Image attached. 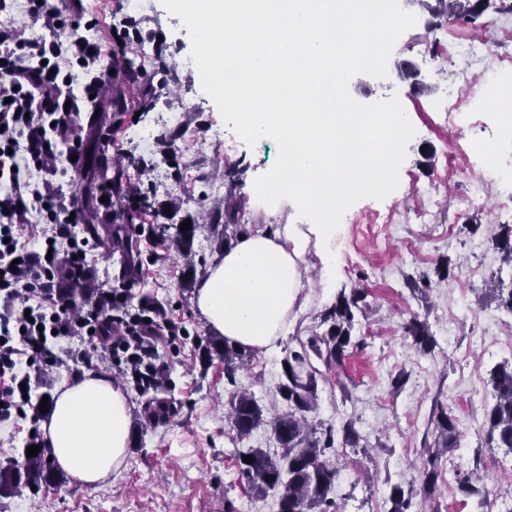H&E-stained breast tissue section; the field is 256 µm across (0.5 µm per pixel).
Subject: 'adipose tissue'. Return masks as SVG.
<instances>
[{"instance_id": "obj_1", "label": "adipose tissue", "mask_w": 512, "mask_h": 512, "mask_svg": "<svg viewBox=\"0 0 512 512\" xmlns=\"http://www.w3.org/2000/svg\"><path fill=\"white\" fill-rule=\"evenodd\" d=\"M173 8L199 39V56L221 68L225 52L247 50L257 66L248 85L217 97L238 105L245 132L289 135L297 143L287 168H274L249 192L257 200L294 198L312 213L308 230L287 224L276 232L259 229L241 236L206 270L194 305L207 324L238 346L261 350L284 333L295 307L309 235L333 232L328 216L337 190L354 195L369 190L362 177L395 157L401 128L387 115L359 113L345 94L343 77L330 62L332 38L324 21L338 0H171ZM251 14L264 25L251 40L241 37V19ZM289 78L296 96L281 111L263 112L259 102L269 84ZM376 123L377 141L357 138L359 123ZM130 409L111 380L86 374L63 385L53 397L42 429L57 465L75 481L92 487L117 470L126 455Z\"/></svg>"}]
</instances>
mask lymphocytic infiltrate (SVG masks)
<instances>
[{"instance_id": "lymphocytic-infiltrate-1", "label": "lymphocytic infiltrate", "mask_w": 512, "mask_h": 512, "mask_svg": "<svg viewBox=\"0 0 512 512\" xmlns=\"http://www.w3.org/2000/svg\"><path fill=\"white\" fill-rule=\"evenodd\" d=\"M80 0H26V13L46 32L25 36L13 18L14 0H0V422L28 417V445H45L42 413L33 411L35 370L72 362L73 376L105 364L144 395L168 373L158 344L186 337L154 301H133L129 289L96 284V247L84 231L85 214L56 177L83 170L88 157L75 117L102 94L106 69L88 20L84 34L62 41L63 12ZM85 77L83 96L68 80ZM67 143L58 151V143ZM41 172L23 181L18 169ZM37 215L39 225L30 224ZM91 289L75 305L67 290Z\"/></svg>"}]
</instances>
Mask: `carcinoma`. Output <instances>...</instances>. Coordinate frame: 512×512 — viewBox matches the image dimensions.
Masks as SVG:
<instances>
[{"label":"carcinoma","mask_w":512,"mask_h":512,"mask_svg":"<svg viewBox=\"0 0 512 512\" xmlns=\"http://www.w3.org/2000/svg\"><path fill=\"white\" fill-rule=\"evenodd\" d=\"M421 5L435 19L451 17L456 21L479 27L484 13L494 8L499 12L512 13V0H420ZM114 76L120 79L127 92L121 91L112 97V111L137 112L149 106L156 97L153 78L126 56L124 52L112 53ZM244 200L224 210V245L246 233L240 223ZM89 223L87 232L99 240L109 251L123 246L120 229L112 224L95 223V206L86 200ZM492 244L503 256V263L512 268V225H499L492 238ZM491 293L497 306L512 313V287L506 288L501 273L491 275ZM366 295L360 288L351 290L350 295H341L329 310L322 314L321 321L328 329L321 335L308 339V349L291 351L284 363L289 372L277 393L285 402L286 409L271 418L265 415V407L252 396L234 392L228 399V418L238 437L250 435L262 425L271 424L272 432L280 445L281 452L272 456L261 448H248L236 454L238 474L248 492L259 500L274 497L275 512H340L332 497L338 470L330 465L329 455L339 454V449L350 448L362 452L367 440L355 428L353 422H346L339 430L331 426H316L307 419V413L316 409L318 376L320 371L310 365L309 353L325 360L326 364L339 365L351 345V330L355 312H365L368 305ZM406 335L413 338L418 353L426 355L433 351L435 341L426 323L412 317L404 326ZM206 352L212 351L224 357V374L229 382H235V372L246 358V349L227 341L207 339ZM493 403L486 412V446L507 448L512 451V366H500L491 371ZM432 423L437 432L434 444L426 448L427 457L421 467V486L415 489L394 485L390 489L385 512H414L412 500L418 493L430 496L441 478L443 457L459 447L460 432L456 419L442 407H436ZM250 456L248 463L243 457ZM64 475L46 458L44 449L35 456L27 457L21 465L0 466V495L28 487L38 491L43 486L54 485ZM457 489L465 496L477 499L484 506L489 496L483 479L470 474L457 477Z\"/></svg>","instance_id":"1"}]
</instances>
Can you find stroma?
I'll list each match as a JSON object with an SVG mask.
<instances>
[{
  "label": "stroma",
  "instance_id": "stroma-1",
  "mask_svg": "<svg viewBox=\"0 0 512 512\" xmlns=\"http://www.w3.org/2000/svg\"><path fill=\"white\" fill-rule=\"evenodd\" d=\"M82 13H70L63 36L76 34L86 16L99 22L103 58L115 44L113 26L131 31L129 58L149 46L142 67L159 83L155 103L140 115L126 113L115 140L125 150L117 166L132 183L150 191L163 208L164 240L139 247L142 273L133 286L135 297L161 305L169 318L190 333L187 340L159 343L169 364L165 386L156 399L168 412L157 419L152 399L140 396L131 384L122 389L130 407L126 457L119 470L94 487L72 479L32 491L22 488L0 496V512H273L272 500L259 501L239 480L234 454L246 448L279 450L270 427L237 438L227 413L233 390L250 393L260 405H280L276 393L283 379L282 361L301 341L325 332L322 314L341 294L365 289L369 309L356 316L353 346L336 372L340 385L319 383L318 399L309 418L341 426L354 420L372 443L370 456L344 450L333 464L340 470L334 496L342 512H382L389 486H409L418 480L425 448L434 441L428 432L434 404L448 407L458 421L459 448L444 459L446 472L435 502L425 512H506L512 506V452L485 447V411L492 403L490 373L512 364V313L497 309L486 289L501 256L491 239L499 225L511 224L512 213L500 204L512 196V183L494 177L476 141L490 142L497 164L512 166V78L489 87L488 71L499 57L512 55V41L497 42L489 27L464 28L467 38L482 41L484 58L470 61L423 58L422 46L447 33L429 29L430 13L412 0L403 6L406 31L400 41L382 42L381 63L354 67L345 92L357 109L377 112L384 98L399 95L418 131L405 139L395 171L386 188L349 197L353 223L343 225L328 245L309 241L299 299L284 334L267 349L254 352L236 373L235 384L224 377V361L203 355L198 338L213 330L194 306L195 278L224 254L220 235L197 232L190 257L174 245L179 226L204 220L223 224L229 198L224 186L227 165L245 166L244 184L264 179L275 157L240 126L236 109L206 88L194 62L197 36L188 29L169 0H151L147 8L128 13L119 0H82ZM412 63L417 80L399 68ZM459 83L455 127L444 124L436 104L451 83ZM177 112L181 124L175 141L162 113ZM150 134L149 143L133 139L136 131ZM430 188L419 200V188ZM424 216H417L418 202ZM479 224L477 233L465 223ZM451 263L453 275L433 283L427 294L412 293L409 278L433 274ZM425 319L434 336L432 353L415 351L403 334L411 314ZM407 374L402 390L391 380ZM480 475L490 491L486 510L459 494L454 474Z\"/></svg>",
  "mask_w": 512,
  "mask_h": 512
}]
</instances>
